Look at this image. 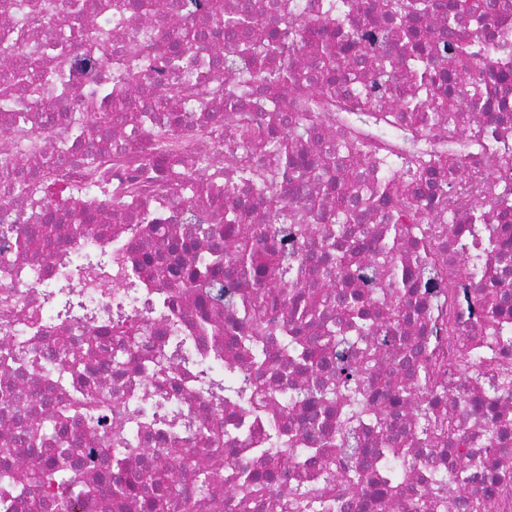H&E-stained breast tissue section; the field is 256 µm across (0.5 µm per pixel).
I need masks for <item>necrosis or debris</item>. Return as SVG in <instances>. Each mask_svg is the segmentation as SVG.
I'll return each mask as SVG.
<instances>
[{
    "mask_svg": "<svg viewBox=\"0 0 512 512\" xmlns=\"http://www.w3.org/2000/svg\"><path fill=\"white\" fill-rule=\"evenodd\" d=\"M471 0L457 32L483 70L484 103L461 95L455 112L421 124L409 103L416 87L402 65L381 80L380 57L405 60L409 46L383 29L382 0H258L256 29L279 17L301 26L313 11L342 18L336 53L352 65L339 71L340 92L323 111H254L261 86L252 80L237 111L224 109L223 30L210 39L194 32L211 20L192 0H152L153 20L109 10L106 0H0V512H64L51 484L33 485L21 467L48 472L67 461L97 493L85 512H142L138 498L114 501L110 484L142 466L165 470L173 448H199L202 431L223 427L203 456L215 478L205 494L183 470L169 512H464L460 499H483V480L456 494L460 459L482 458L498 476L485 512H512V313L489 324L481 308L486 290L512 292V64L500 52L512 45V2L491 7ZM182 42L193 59L190 94L170 90L159 49ZM67 59V71L58 62ZM132 98L116 112L112 103ZM375 102L360 117L356 101ZM102 101L118 139L93 123L88 107ZM302 134L291 162L276 152L255 158L254 135ZM454 149V168L428 198H416L414 174L421 148ZM151 153L175 155L181 178L204 192L185 200L179 183L143 167ZM99 159L96 169L85 155ZM270 173L260 182L257 170ZM54 180L68 195L47 201ZM357 192L384 187L387 199L370 212L343 202V181ZM242 200L238 221H224V203ZM319 201L327 214L317 231L285 224L273 234L270 217L281 205ZM91 213L77 222L73 204ZM54 210L51 230L39 216ZM218 228L225 242L263 229L278 257L253 282L273 332L256 364L244 345L249 334L239 306L213 300L205 283L190 281L192 255L210 245L196 227ZM418 285L404 289L392 342H384L379 313L394 269ZM302 280L305 293L284 299V282ZM361 293L364 321L335 303ZM313 308L298 324L299 306ZM138 325L142 340L126 363L113 359L126 339L118 323ZM335 328L337 338L315 346V367L286 363L281 335L304 342ZM364 363L357 387L336 385L338 358ZM425 370L427 386L413 382ZM270 393L287 388L289 408L256 401L255 384ZM334 389L332 401L322 388ZM410 396L399 399L400 389ZM447 404L449 429L432 433L417 400ZM72 406L61 429L78 433L70 447L50 439L31 447L33 430L54 411ZM386 410L371 418L372 406ZM318 448L330 465L277 466L276 492L238 506L234 489L243 470L262 471L263 448ZM124 451L123 464L104 469V449ZM399 448L405 479L394 495L384 483L387 451Z\"/></svg>",
    "mask_w": 512,
    "mask_h": 512,
    "instance_id": "4bbe7bcc",
    "label": "necrosis or debris"
}]
</instances>
